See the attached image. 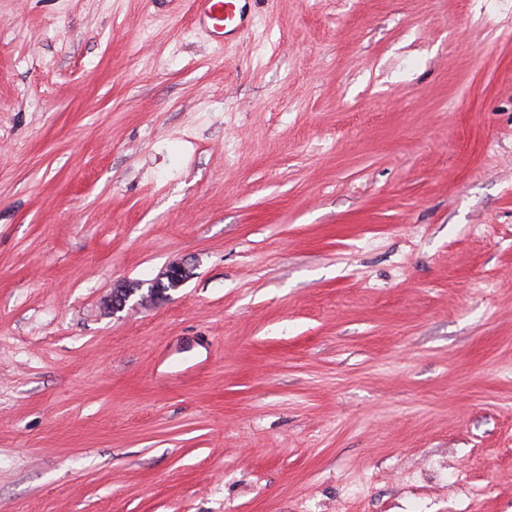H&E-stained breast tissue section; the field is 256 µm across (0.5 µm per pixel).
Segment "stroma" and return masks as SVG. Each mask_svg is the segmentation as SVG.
I'll return each instance as SVG.
<instances>
[{"label":"stroma","mask_w":512,"mask_h":512,"mask_svg":"<svg viewBox=\"0 0 512 512\" xmlns=\"http://www.w3.org/2000/svg\"><path fill=\"white\" fill-rule=\"evenodd\" d=\"M245 8L0 0V512H512V0ZM238 1L193 0L194 20L216 34L235 32L247 24V15Z\"/></svg>","instance_id":"stroma-1"}]
</instances>
